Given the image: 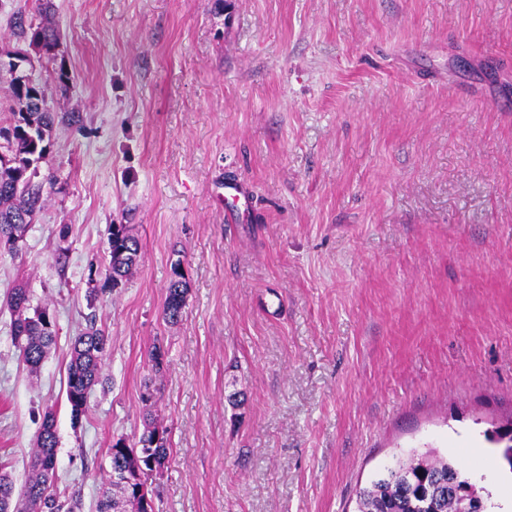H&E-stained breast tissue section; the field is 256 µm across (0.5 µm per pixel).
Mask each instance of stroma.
<instances>
[{"instance_id":"1","label":"stroma","mask_w":512,"mask_h":512,"mask_svg":"<svg viewBox=\"0 0 512 512\" xmlns=\"http://www.w3.org/2000/svg\"><path fill=\"white\" fill-rule=\"evenodd\" d=\"M50 3L67 96L45 60L26 70L85 128H55L57 183L0 251L16 488L48 408L53 491L81 512L113 440L149 423L170 443L155 512H355L396 458L429 451L487 486L503 460L484 433L512 417V0ZM113 224L141 259L92 303ZM22 281L56 320L34 373L5 306ZM90 316L104 382L75 425L68 344ZM188 284L181 263L172 265V274L163 305V317L168 323H177L182 318L186 306Z\"/></svg>"}]
</instances>
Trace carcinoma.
Segmentation results:
<instances>
[{
    "label": "carcinoma",
    "mask_w": 512,
    "mask_h": 512,
    "mask_svg": "<svg viewBox=\"0 0 512 512\" xmlns=\"http://www.w3.org/2000/svg\"><path fill=\"white\" fill-rule=\"evenodd\" d=\"M48 2L39 4L43 18L37 24L18 16L14 21L16 35L28 47L52 65L51 77L61 96H66L71 76L66 65L67 51L53 21L46 16ZM8 67L0 62V73L10 75L11 111L0 115V250L14 251L23 240L29 224L45 203V195L54 188L56 178L49 172L40 175L47 163L50 136L55 126L80 129L81 113L57 112L46 102L42 87L24 81L20 63L28 61L21 51L6 53ZM108 266L103 287L116 288L131 275L141 258V243L127 224H113L108 229ZM188 284L181 263L172 265V274L163 305V317L169 323L182 318L186 306ZM12 315L11 335L21 361L34 372L56 345L57 332L50 308L31 305L29 291L13 289L6 298ZM108 336L95 318L70 339L66 399L73 422L87 415V399L93 388L102 383L104 356ZM487 440L505 444L503 459L512 470V427H497ZM119 438L109 448L108 487L96 504V512H143L142 501L151 497L146 484L130 485L119 472L154 465L160 469L167 459V439L157 428H148L133 445L123 448ZM58 445L55 415L45 410L35 441L34 473L22 490L26 512H61L62 504L50 493V478L56 468ZM15 485L8 475L0 473V512H10ZM486 504L483 489L477 487L451 460L432 452L398 460L387 473L359 490L357 512H460V504Z\"/></svg>",
    "instance_id": "carcinoma-1"
}]
</instances>
